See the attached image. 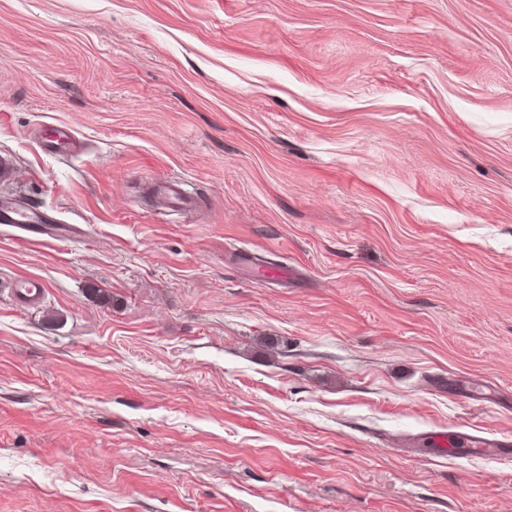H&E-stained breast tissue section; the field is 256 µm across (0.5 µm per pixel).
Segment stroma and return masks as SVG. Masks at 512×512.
Masks as SVG:
<instances>
[{"label":"stroma","mask_w":512,"mask_h":512,"mask_svg":"<svg viewBox=\"0 0 512 512\" xmlns=\"http://www.w3.org/2000/svg\"><path fill=\"white\" fill-rule=\"evenodd\" d=\"M0 159V512H512V0H0ZM73 140L71 130L66 126H45L41 141L54 152L66 154ZM39 212L11 205H1L0 207V223L1 224H36L39 222Z\"/></svg>","instance_id":"35a3bbf8"}]
</instances>
